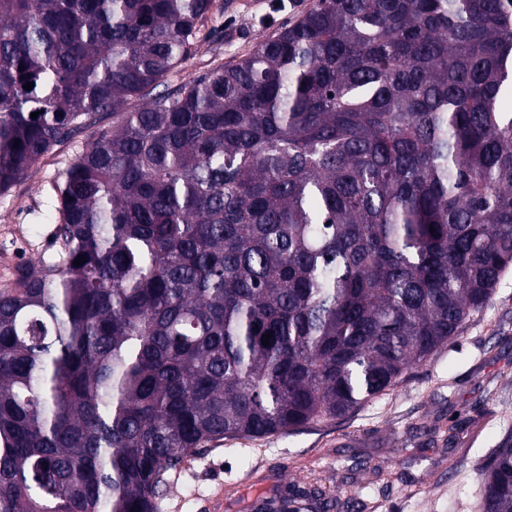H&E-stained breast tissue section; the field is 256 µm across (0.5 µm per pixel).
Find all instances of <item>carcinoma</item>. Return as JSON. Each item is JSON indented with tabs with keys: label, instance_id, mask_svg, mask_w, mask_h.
Here are the masks:
<instances>
[{
	"label": "carcinoma",
	"instance_id": "obj_1",
	"mask_svg": "<svg viewBox=\"0 0 512 512\" xmlns=\"http://www.w3.org/2000/svg\"><path fill=\"white\" fill-rule=\"evenodd\" d=\"M213 5L0 0V194L112 114L0 289V512H157L211 443L402 383L512 265V0H315L165 87ZM480 498L512 512V437Z\"/></svg>",
	"mask_w": 512,
	"mask_h": 512
}]
</instances>
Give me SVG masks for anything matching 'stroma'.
<instances>
[{
    "mask_svg": "<svg viewBox=\"0 0 512 512\" xmlns=\"http://www.w3.org/2000/svg\"><path fill=\"white\" fill-rule=\"evenodd\" d=\"M314 0H214L200 40L170 87L217 64H231L278 29L294 24ZM112 116L97 115L58 143L26 176L0 194V289L19 265L49 258L59 213L55 184ZM465 436L448 444L450 428ZM512 433V268L487 305L432 359L393 390L354 413L296 431L226 438L185 461L163 497L162 512H201L224 492L223 512H244L263 497L307 492L313 477L331 491L357 485L351 512H480L481 469ZM374 457L382 476L352 470L355 457Z\"/></svg>",
    "mask_w": 512,
    "mask_h": 512,
    "instance_id": "1",
    "label": "stroma"
}]
</instances>
